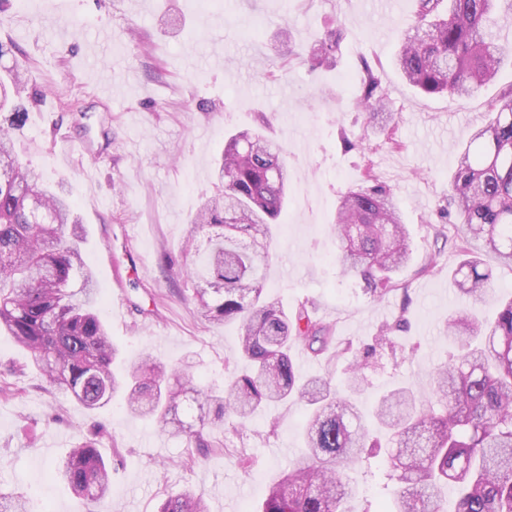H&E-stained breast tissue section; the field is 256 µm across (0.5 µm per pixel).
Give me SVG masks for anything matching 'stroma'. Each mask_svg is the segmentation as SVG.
<instances>
[{
	"mask_svg": "<svg viewBox=\"0 0 512 512\" xmlns=\"http://www.w3.org/2000/svg\"><path fill=\"white\" fill-rule=\"evenodd\" d=\"M416 0L373 13L365 0H5L0 69L22 65L28 114L15 148L47 182L63 183L85 228L84 258L94 273L105 322L121 359L143 354L188 366L200 384L223 385L236 368L235 325L201 317L192 298L208 239L192 219L213 195L224 140L241 130L276 139L288 158V192L279 218L268 294L286 310L310 301L354 346L381 325L407 318L396 347L364 371L361 406L407 381L431 394L451 345L444 322L469 307L492 316L512 293V269H494L489 295L461 297L448 277L460 261L445 239L459 155L512 88V66L469 97H425L396 70L399 35ZM290 27L292 39L281 30ZM341 30L339 59L315 67L310 48ZM380 76L396 130L387 134L356 107L364 66ZM399 200L412 260L399 290L373 301L336 269V206L363 184L366 169ZM197 250L183 251L186 239ZM122 289L112 286L114 270ZM303 404H273L237 434L210 432L208 454L148 419L122 397L88 413L34 368L25 350L0 336V486L31 497L34 512H83L52 477L70 448L105 424L97 446L112 474L108 512H156L165 496L192 488L209 512H251L303 447ZM249 459L250 471L234 460ZM358 488L347 512H385L381 458L345 470Z\"/></svg>",
	"mask_w": 512,
	"mask_h": 512,
	"instance_id": "1",
	"label": "stroma"
}]
</instances>
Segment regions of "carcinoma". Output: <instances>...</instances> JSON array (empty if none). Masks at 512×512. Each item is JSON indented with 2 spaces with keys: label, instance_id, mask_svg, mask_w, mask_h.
<instances>
[{
  "label": "carcinoma",
  "instance_id": "carcinoma-1",
  "mask_svg": "<svg viewBox=\"0 0 512 512\" xmlns=\"http://www.w3.org/2000/svg\"><path fill=\"white\" fill-rule=\"evenodd\" d=\"M512 23V0H417L416 20L401 32L396 65L424 96H468L496 76L512 55L489 30ZM342 40L322 39L309 52L314 66H332ZM357 106L369 121L395 123L386 112L378 75L366 67ZM489 123L477 130L460 156L448 208L461 233L446 238L463 256L455 270L458 291L478 299L493 278L491 262L512 268V91L492 104ZM0 334L27 350L34 364L64 395L89 410L125 392L129 413L174 425L196 448L209 447L204 433L214 421L224 430L245 427L265 403L297 401L307 408L306 452L269 487L256 512H343L355 488L344 468L379 454L364 415L331 379L296 375L290 351L319 356L329 348L331 327L301 303L287 313L266 293L273 226L288 187V165L273 138L248 131L224 145L220 185L194 223L212 230L206 259L207 287L196 291L199 312L217 324L239 328L248 370L224 386L197 388L194 377L168 370L150 355L118 371L97 313V288L83 258L81 224L68 195L46 183L15 150L11 130L26 107L0 103ZM372 181L351 188L336 208V267L363 291L382 300L396 290L393 275L411 259L400 206L390 188ZM36 195L48 220L28 208ZM400 318L382 325L348 369L347 389L378 351L394 348ZM459 342L433 378L426 407L403 386L380 396L371 416L391 434L386 479L395 483L392 512H447L444 490H458L453 512H512V296L497 301L493 318L460 310L445 322ZM87 512L103 507L112 486V465L96 443L74 446L54 469ZM0 512H30L26 498L0 491ZM157 512H207L202 495L186 489L161 501Z\"/></svg>",
  "mask_w": 512,
  "mask_h": 512
}]
</instances>
